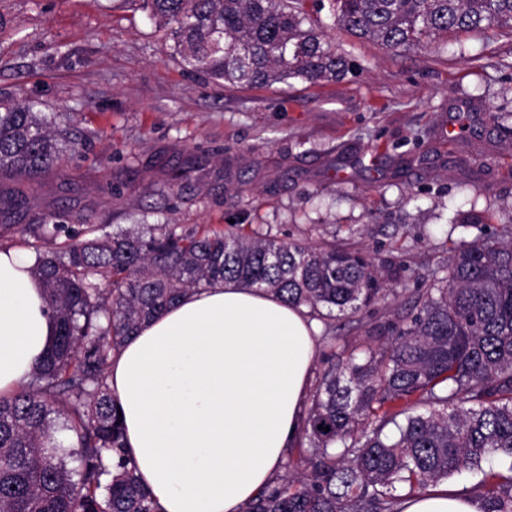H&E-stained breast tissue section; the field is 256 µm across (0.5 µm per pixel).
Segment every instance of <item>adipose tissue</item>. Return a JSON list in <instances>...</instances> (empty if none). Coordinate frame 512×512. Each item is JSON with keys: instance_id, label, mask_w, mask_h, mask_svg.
<instances>
[{"instance_id": "ef3b65f1", "label": "adipose tissue", "mask_w": 512, "mask_h": 512, "mask_svg": "<svg viewBox=\"0 0 512 512\" xmlns=\"http://www.w3.org/2000/svg\"><path fill=\"white\" fill-rule=\"evenodd\" d=\"M33 259L0 249V395L26 382L55 324ZM321 323L227 282L144 323L113 359L127 445L159 512H240L277 480L306 415ZM403 512H481L440 486Z\"/></svg>"}]
</instances>
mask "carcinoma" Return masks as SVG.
Wrapping results in <instances>:
<instances>
[{
    "instance_id": "carcinoma-1",
    "label": "carcinoma",
    "mask_w": 512,
    "mask_h": 512,
    "mask_svg": "<svg viewBox=\"0 0 512 512\" xmlns=\"http://www.w3.org/2000/svg\"><path fill=\"white\" fill-rule=\"evenodd\" d=\"M159 20L180 64L231 85L336 82L348 56L312 19L307 0H137ZM333 24L389 49L441 34L512 33V0H318ZM40 103L0 102V217L27 209L24 185L54 172L67 145ZM44 215L23 232L39 243L32 274L56 323L30 381L0 396V512H156L126 446L108 369L141 325L187 293L231 281L307 308L326 326L370 312L400 285L351 242H286L273 227L135 224L96 235ZM484 216L458 211L450 231ZM389 336L359 355L331 352L301 429L305 471L242 512H402L455 474L482 512H512V224L453 250L444 275L417 294ZM327 426L324 432L318 426ZM75 436L77 444H69Z\"/></svg>"
}]
</instances>
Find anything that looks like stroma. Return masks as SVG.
Instances as JSON below:
<instances>
[{
    "mask_svg": "<svg viewBox=\"0 0 512 512\" xmlns=\"http://www.w3.org/2000/svg\"><path fill=\"white\" fill-rule=\"evenodd\" d=\"M325 33L356 65L343 80L242 89L182 67L125 0H0V101L40 100L76 144L31 182L29 217L88 215L104 233L232 221L310 244L351 237L400 265L405 289L322 331L316 367L379 333L454 245L512 218V38L387 50ZM469 209L495 219L451 231Z\"/></svg>",
    "mask_w": 512,
    "mask_h": 512,
    "instance_id": "1",
    "label": "stroma"
}]
</instances>
